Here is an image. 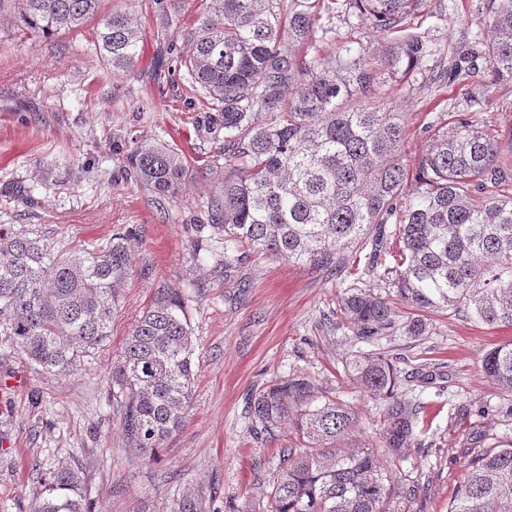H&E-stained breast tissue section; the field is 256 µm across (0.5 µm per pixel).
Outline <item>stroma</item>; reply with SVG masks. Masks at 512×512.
<instances>
[{"mask_svg": "<svg viewBox=\"0 0 512 512\" xmlns=\"http://www.w3.org/2000/svg\"><path fill=\"white\" fill-rule=\"evenodd\" d=\"M205 8V0H179L166 14L157 0H103V12H125L139 28V59L120 78L90 49L92 25L33 42L0 15V224L30 229L57 250L104 245L119 227L136 234L106 350L65 377L0 355V512H33L46 473L61 465L81 468L93 512H181L189 497L201 512H256L277 478L281 443L255 433L246 402L293 374L359 411L348 443L376 449L392 473V512H448L468 464L512 436V391L481 366L488 350L512 340V326L431 311L426 336L380 340L422 405L420 435L398 460L383 443L382 403L345 368L352 335L336 327L341 291L378 284L370 242L351 247L333 275L252 252L229 267L220 252L193 260L192 224L224 177V130L176 63ZM484 12V0H427L410 25L438 61L482 48L490 35ZM331 23L316 45L321 57L345 45L379 52L367 17L339 10ZM487 71L480 57L465 80L438 86L416 72L391 83L388 101L407 130L405 160L421 153L426 126L449 132L462 115L489 129L499 162L512 165V82L486 87ZM146 138L183 153L192 169L176 195L127 175V155ZM162 285L184 298L200 366L183 428L150 461L128 450L107 379Z\"/></svg>", "mask_w": 512, "mask_h": 512, "instance_id": "35a3bbf8", "label": "stroma"}]
</instances>
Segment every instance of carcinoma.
<instances>
[{"mask_svg": "<svg viewBox=\"0 0 512 512\" xmlns=\"http://www.w3.org/2000/svg\"><path fill=\"white\" fill-rule=\"evenodd\" d=\"M16 25L32 37L75 30L98 19L93 46L112 67L137 63L139 29L130 15L99 17L102 0H13ZM385 38L375 57L351 46L325 59L311 54L321 16L336 0H210L186 35L179 66L214 107L224 128V181L206 202L196 233L221 245L224 262L244 250L322 271L346 265L347 250L375 233L377 280L411 313L395 321L391 302L366 288L340 298L347 329L372 345L400 328L428 334L423 312L448 310L486 325L512 326V166L499 163L490 132L460 120L435 133L410 175L406 127L377 104L381 75L407 77L428 56L409 19L426 0H343ZM494 37L484 45L491 83L512 81V0H485ZM465 58L431 81L470 73ZM136 177L161 194L190 173L183 155L144 142L129 157ZM398 254L381 252L386 225ZM119 231L103 247L53 251L23 230L0 224V351L68 375L107 344L112 310L129 273ZM392 256L394 264L386 263ZM485 375L512 390V340L482 359ZM361 389L386 405L391 455L417 440L419 406L381 350L359 351L347 365ZM196 376V345L183 304L157 288L153 305L127 336L108 390L120 404L128 447L155 456L184 425ZM249 415L276 437L283 425L303 448L279 449V473L259 512H389L395 490L371 448H347L358 412L316 391L304 376L258 391ZM35 512H91L76 466L49 472ZM448 512H512V437L474 459Z\"/></svg>", "mask_w": 512, "mask_h": 512, "instance_id": "carcinoma-1", "label": "carcinoma"}]
</instances>
